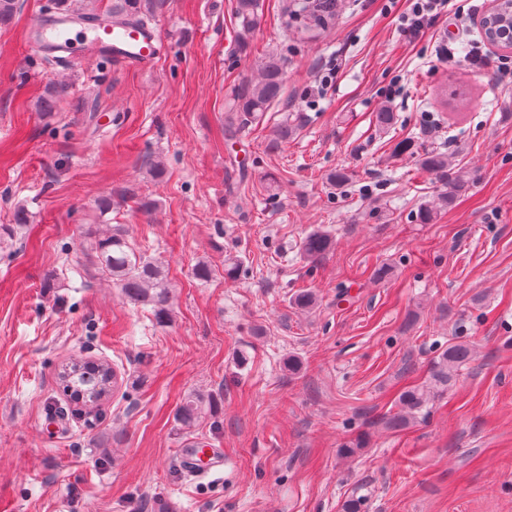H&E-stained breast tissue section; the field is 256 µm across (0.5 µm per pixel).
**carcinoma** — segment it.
Wrapping results in <instances>:
<instances>
[{"mask_svg":"<svg viewBox=\"0 0 512 512\" xmlns=\"http://www.w3.org/2000/svg\"><path fill=\"white\" fill-rule=\"evenodd\" d=\"M341 0H280V16L285 24H291L301 38L315 40L331 31L335 26L336 11ZM260 0H235L234 17L238 22L237 50L247 52L250 35L259 20ZM112 25L125 26L143 21L141 0H115L110 15ZM283 68L279 60L271 58L260 69L258 76L247 80L235 95L230 111L239 113L246 121L255 119L267 111L282 90ZM418 156L419 163L427 172L441 182V189L432 202L420 205L416 220L421 224L432 223L439 211L450 204L466 190L468 181L456 171L447 154L427 151L421 153L411 138H402L392 146V156ZM334 244L333 237L321 230H312L303 239L300 249L310 262L317 261ZM87 256L91 262L112 276L126 301L134 305L150 306L155 318L166 323L172 318L170 288L163 280L160 266L136 253L120 229L100 235L92 240ZM473 356L472 345L457 342L448 345L432 361L429 380L419 387L403 389L398 396L399 413L388 418L386 425L396 429L406 425L420 414L435 396L442 394L457 380L459 370L469 363ZM89 376V382L106 394L114 383L115 375L109 364L96 361L74 360L68 367L61 368L57 378L68 392L71 387L82 388L79 377ZM205 405L196 396L185 398L179 407L178 418L188 426L201 417Z\"/></svg>","mask_w":512,"mask_h":512,"instance_id":"carcinoma-1","label":"carcinoma"}]
</instances>
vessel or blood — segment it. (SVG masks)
Wrapping results in <instances>:
<instances>
[{"mask_svg":"<svg viewBox=\"0 0 512 512\" xmlns=\"http://www.w3.org/2000/svg\"><path fill=\"white\" fill-rule=\"evenodd\" d=\"M30 46L37 53L68 61L95 50L108 57L139 66L159 55L162 37L153 26L115 27L81 20L72 13L57 11L43 16L32 28ZM184 468L197 478H206L224 468L223 449L209 443H193L180 449Z\"/></svg>","mask_w":512,"mask_h":512,"instance_id":"vessel-or-blood-1","label":"vessel or blood"}]
</instances>
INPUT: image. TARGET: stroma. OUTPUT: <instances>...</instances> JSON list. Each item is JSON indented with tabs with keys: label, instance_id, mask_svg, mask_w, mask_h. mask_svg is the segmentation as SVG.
Segmentation results:
<instances>
[{
	"label": "stroma",
	"instance_id": "obj_1",
	"mask_svg": "<svg viewBox=\"0 0 512 512\" xmlns=\"http://www.w3.org/2000/svg\"><path fill=\"white\" fill-rule=\"evenodd\" d=\"M490 2L452 0L410 43L404 0H344L316 41L263 0L241 54L233 0H148L164 46L143 67L36 55L49 0H19L0 24V512H341L360 495L363 512H512V74L464 61ZM271 56L280 97L225 138L228 102ZM284 123L295 135L272 147ZM407 136L469 181L430 224L415 213L437 179L390 155ZM103 224L159 263L172 322L89 264ZM317 227L335 244L314 264L299 245ZM461 340L476 355L455 385L405 428L381 424ZM78 357L115 364L119 384L75 416L56 370ZM191 394L207 413L184 426ZM193 440L223 449V471H185Z\"/></svg>",
	"mask_w": 512,
	"mask_h": 512
}]
</instances>
